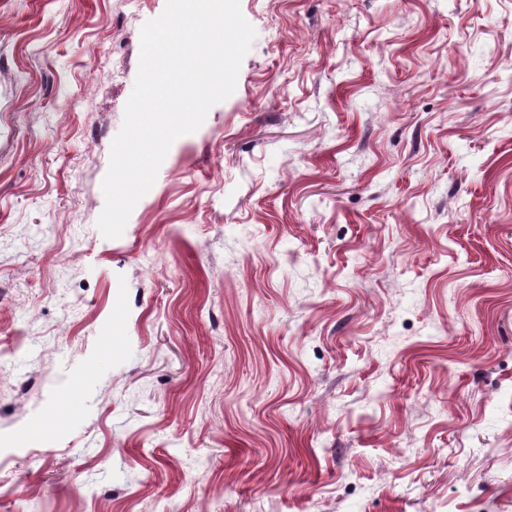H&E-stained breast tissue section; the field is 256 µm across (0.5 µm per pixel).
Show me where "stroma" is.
<instances>
[{"label": "stroma", "instance_id": "35a3bbf8", "mask_svg": "<svg viewBox=\"0 0 512 512\" xmlns=\"http://www.w3.org/2000/svg\"><path fill=\"white\" fill-rule=\"evenodd\" d=\"M239 4L108 239L165 0H0V512H512V0Z\"/></svg>", "mask_w": 512, "mask_h": 512}]
</instances>
